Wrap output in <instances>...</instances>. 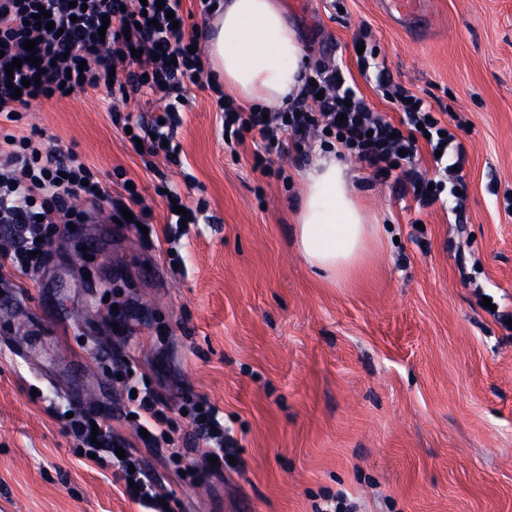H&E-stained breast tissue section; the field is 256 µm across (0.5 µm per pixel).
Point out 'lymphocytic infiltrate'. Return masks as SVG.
I'll return each instance as SVG.
<instances>
[{
    "instance_id": "f902f5d3",
    "label": "lymphocytic infiltrate",
    "mask_w": 512,
    "mask_h": 512,
    "mask_svg": "<svg viewBox=\"0 0 512 512\" xmlns=\"http://www.w3.org/2000/svg\"><path fill=\"white\" fill-rule=\"evenodd\" d=\"M0 0V120L22 122L31 103L62 99L69 92L105 89L107 110L113 121L130 127L150 155L172 158L168 146L179 122L180 102L189 83L199 89H215L209 63L198 51L196 31L186 29L183 0ZM49 12L54 29L38 25L39 10ZM34 52H27V41ZM22 59L12 68L13 59ZM360 72L372 73L375 90L392 107V115L373 111L364 96L347 83L342 65L318 59L299 95L278 111L264 113L226 97L217 105L224 114V132L230 141L252 140L255 168L267 170L286 147L305 153L313 145L340 147L384 181L395 167H406L403 194L417 206L438 202L443 193L463 201L466 187L448 185L455 170L463 168L467 152L454 132L402 83L390 75L386 62L366 51L356 58ZM149 91L164 107L160 120L151 124L121 115L120 106L133 95ZM436 152L440 175L431 179L414 169L420 143ZM111 207V220L124 209L138 206L136 220L150 225L152 211L137 191L112 197L79 156L43 145L36 130L0 133V225L14 240L0 247V273L34 278L49 258L44 239L56 220L82 224L88 207ZM132 389V415L148 432L149 448L182 444L199 450L203 457L228 462L235 442L217 406L199 399L193 413L192 433L179 435L156 389L139 379L126 356L118 357ZM66 426L82 446L85 456L103 470L114 471L126 483L124 493L146 512H167V491L147 472L142 457L126 453L118 457V442L109 419L90 416L68 419Z\"/></svg>"
}]
</instances>
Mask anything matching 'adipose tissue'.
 <instances>
[{
  "label": "adipose tissue",
  "instance_id": "obj_1",
  "mask_svg": "<svg viewBox=\"0 0 512 512\" xmlns=\"http://www.w3.org/2000/svg\"><path fill=\"white\" fill-rule=\"evenodd\" d=\"M208 43L225 95L241 102L286 104L300 93L310 69L279 0H218ZM302 182L296 247L315 272L343 280L362 259L376 229L359 206L334 150L316 152Z\"/></svg>",
  "mask_w": 512,
  "mask_h": 512
}]
</instances>
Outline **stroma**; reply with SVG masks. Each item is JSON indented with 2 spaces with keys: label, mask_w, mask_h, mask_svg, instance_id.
I'll use <instances>...</instances> for the list:
<instances>
[{
  "label": "stroma",
  "mask_w": 512,
  "mask_h": 512,
  "mask_svg": "<svg viewBox=\"0 0 512 512\" xmlns=\"http://www.w3.org/2000/svg\"><path fill=\"white\" fill-rule=\"evenodd\" d=\"M291 2L310 59L354 64V37L369 31L395 81L446 106L467 150L463 223L439 202L405 206L394 181L348 161L378 236L334 284L294 243L310 157L254 170L252 142L225 145L212 91L189 87L174 163L138 154L101 93L31 106L28 123L108 193L125 171L156 232L169 189L197 221L150 250L97 211L55 226L36 280H0V512H139L121 481L76 456L55 405L111 414L175 512H311L340 491L359 512H512V330L499 320L512 313V0H428L430 23L413 25L381 0ZM127 350L180 432L193 397L219 408L241 471L143 446L112 362Z\"/></svg>",
  "instance_id": "obj_1"
}]
</instances>
